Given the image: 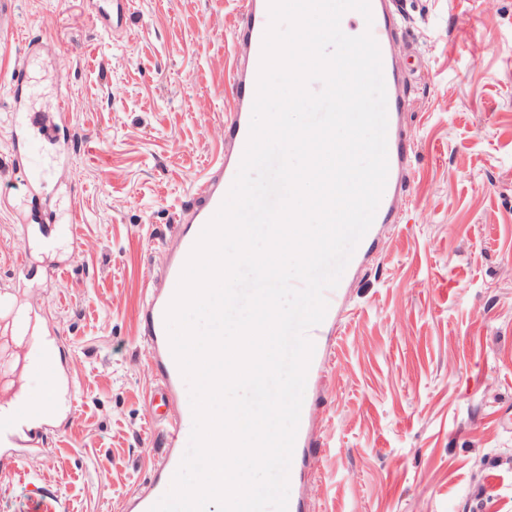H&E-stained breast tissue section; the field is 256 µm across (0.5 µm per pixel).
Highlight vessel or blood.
Segmentation results:
<instances>
[{
	"label": "vessel or blood",
	"mask_w": 512,
	"mask_h": 512,
	"mask_svg": "<svg viewBox=\"0 0 512 512\" xmlns=\"http://www.w3.org/2000/svg\"><path fill=\"white\" fill-rule=\"evenodd\" d=\"M269 0H243L241 23L233 43V61L224 81V96L231 106L224 113V148L213 157L203 174L197 176L192 189L195 204L176 210L172 216V233L168 257L161 279L150 291L142 310V334L148 353V362L155 368L157 379L150 390L146 407L149 415L166 423V433L172 448L166 449L148 482L128 498L126 512H149L169 490L178 470L184 447L190 442L193 414L190 405L178 397L183 375L172 354L165 323L166 310L175 294L178 282L202 230L220 208L239 170L247 145L249 129L260 69L262 45L269 26ZM372 17L356 11L346 12L347 23L356 33L371 32L379 45L387 107L388 177L374 221L392 224L397 219L395 202L405 193V179L409 172V138L402 126V114L407 109L405 99L406 76L398 65L399 58L407 56L411 46L407 28L396 0H370ZM130 0H96L89 17L94 27L115 36L126 31ZM43 39L26 38L24 49L16 60L10 75L9 105L0 127L5 128L11 145V158L16 174L25 187L26 200L17 208L19 229L13 239L17 277L31 276L29 264L34 243L46 250H54L61 236L75 237L74 224H58L52 214L44 212L41 201L48 191L41 170L34 161L41 153H49L53 162L67 165L75 141L67 113L68 72L58 68L59 97L49 112L36 110L31 104L33 89L29 82L28 64L31 58L46 52L47 36L58 27L55 14L45 15L39 24ZM328 308L324 320L309 329L307 336L314 344L313 362L323 358L336 313L341 307L342 291L333 289L325 294ZM9 326L15 334L23 335L17 363L0 367V475L16 473L28 453L47 446L60 432L64 417L73 415L79 400L77 387L69 363L63 361L64 340L60 330L48 319L39 323L17 317ZM35 365L47 366V379L55 390L52 400L34 398L26 383V371ZM314 416L311 406L301 408L300 423L303 432L297 433L288 471L289 482L300 481L306 470L316 465L310 455L311 437L305 427Z\"/></svg>",
	"instance_id": "obj_1"
}]
</instances>
